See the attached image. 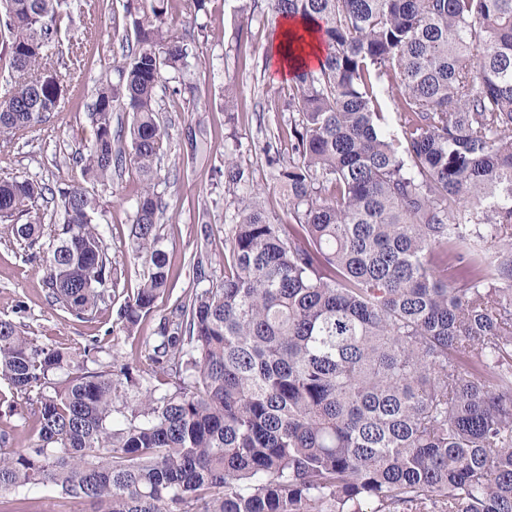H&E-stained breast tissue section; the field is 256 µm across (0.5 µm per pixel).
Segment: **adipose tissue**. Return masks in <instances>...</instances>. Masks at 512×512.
Returning a JSON list of instances; mask_svg holds the SVG:
<instances>
[{
  "instance_id": "adipose-tissue-1",
  "label": "adipose tissue",
  "mask_w": 512,
  "mask_h": 512,
  "mask_svg": "<svg viewBox=\"0 0 512 512\" xmlns=\"http://www.w3.org/2000/svg\"><path fill=\"white\" fill-rule=\"evenodd\" d=\"M277 41L278 46L270 57V66L280 76L291 75L296 64L308 66L321 60L323 49L316 24L301 20L281 21ZM286 42L292 44L293 53L284 52L282 45Z\"/></svg>"
}]
</instances>
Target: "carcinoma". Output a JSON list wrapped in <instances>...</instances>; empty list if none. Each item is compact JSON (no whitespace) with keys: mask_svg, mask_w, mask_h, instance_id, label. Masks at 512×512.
I'll return each mask as SVG.
<instances>
[{"mask_svg":"<svg viewBox=\"0 0 512 512\" xmlns=\"http://www.w3.org/2000/svg\"><path fill=\"white\" fill-rule=\"evenodd\" d=\"M268 4L319 23L325 47L291 76L275 161L289 222L262 190L239 194L244 171L225 159L238 220L224 276L160 318L143 376L96 342L40 343L0 319V404L35 407L30 446L0 428V505L43 486L90 512H512V0ZM173 8L127 0L117 79L100 82L76 159L92 184L139 176L131 250L149 272L118 312L128 332L169 285L157 90L196 56ZM67 18V0H0V139L60 111ZM394 86L396 133L381 97ZM238 97L224 85V111ZM201 133L185 137L193 159ZM45 191L1 179L0 223L46 245L50 302L92 317L120 281L96 198L60 192L63 222L46 225ZM189 265L209 278L207 252Z\"/></svg>","mask_w":512,"mask_h":512,"instance_id":"cac0c4a2","label":"carcinoma"}]
</instances>
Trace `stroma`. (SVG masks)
I'll return each mask as SVG.
<instances>
[{"label": "stroma", "instance_id": "obj_1", "mask_svg": "<svg viewBox=\"0 0 512 512\" xmlns=\"http://www.w3.org/2000/svg\"><path fill=\"white\" fill-rule=\"evenodd\" d=\"M126 0H68L72 21L64 31L59 51L70 41L84 44V64L79 78H69L67 65H60L66 94L63 108L49 122L32 127L11 142L0 143V178H28L52 189L83 186L79 166L72 161L92 134L88 107L99 82L112 73L119 50L114 29L121 24ZM245 12H238V5ZM170 21L178 32H200L199 51L188 68L187 81L200 85L202 96L196 111L183 101L163 95L162 119L168 127L170 151L162 164L158 191L165 205L160 234L170 265V292L155 303L154 317L134 331L123 329L117 312L148 271L144 259L129 248L133 219L132 195L138 186L134 169L121 177L98 184L92 192L99 202L95 222L104 237L121 280L107 307L94 317L77 319L53 306L48 298L38 255L17 243L0 226V319L26 325L40 342L68 346L98 341L104 350L123 357L144 358L159 322L176 299L205 289L188 264L190 254L205 246L215 276L224 273V255L236 222L235 206L224 196V158L233 156L251 184L264 188L270 215L288 218V201L272 177L273 168L263 151L272 143L280 155L288 153L285 108L291 87L277 79L269 65L272 17L267 0H209L207 11L191 16L175 8ZM235 84L240 92L234 116L221 110L224 84ZM205 125L206 159L189 162L184 133L196 122ZM209 237H202V228ZM23 512H86L77 499L42 486L25 488L13 500Z\"/></svg>", "mask_w": 512, "mask_h": 512}]
</instances>
